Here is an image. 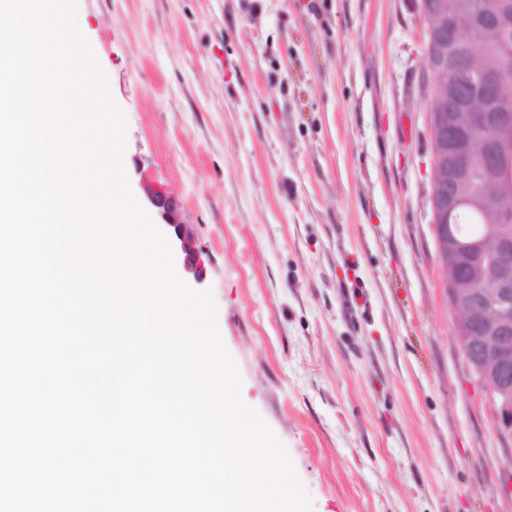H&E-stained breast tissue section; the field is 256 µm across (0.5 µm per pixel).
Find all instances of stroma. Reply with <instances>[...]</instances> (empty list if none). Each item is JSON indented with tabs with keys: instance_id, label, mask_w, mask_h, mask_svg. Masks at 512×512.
<instances>
[{
	"instance_id": "1",
	"label": "stroma",
	"mask_w": 512,
	"mask_h": 512,
	"mask_svg": "<svg viewBox=\"0 0 512 512\" xmlns=\"http://www.w3.org/2000/svg\"><path fill=\"white\" fill-rule=\"evenodd\" d=\"M78 23L131 190L178 202L313 512H512L431 231L418 0H78Z\"/></svg>"
}]
</instances>
